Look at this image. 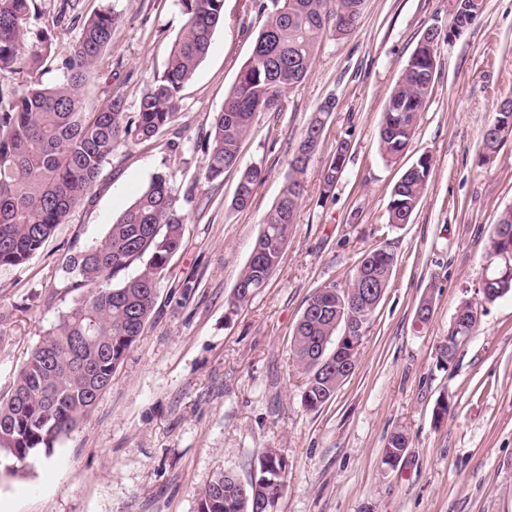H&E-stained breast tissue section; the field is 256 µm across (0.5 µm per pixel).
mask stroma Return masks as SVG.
Returning <instances> with one entry per match:
<instances>
[{
  "label": "stroma",
  "instance_id": "35a3bbf8",
  "mask_svg": "<svg viewBox=\"0 0 512 512\" xmlns=\"http://www.w3.org/2000/svg\"><path fill=\"white\" fill-rule=\"evenodd\" d=\"M449 0H364L355 30L328 35L303 81L257 115L238 164L214 181L202 166L209 133L265 21L260 0H224L208 54L183 87L173 127L118 141L82 204L42 249L0 267V397L30 352L82 298L67 259L102 240L154 176L173 184L182 246L157 285L153 315L78 427L30 469L0 473V512H197L224 470L248 479L259 455L288 463L276 512H512V296L481 309L456 359L439 347L460 303L481 286L484 245L512 206V141L482 161L495 105L512 97V0L449 39ZM118 22L84 89L93 109L120 90L127 117L164 71L185 18L179 0H35L25 27L51 35L39 74L0 78V94L56 83L84 22ZM438 27L432 93L407 153L379 152L385 101L423 33ZM328 100L318 152L280 262L244 305L231 300L261 225L288 177L307 126ZM349 151L332 188L336 145ZM433 160L410 223L388 222L394 185L420 155ZM260 173L245 209L242 170ZM390 249L392 279L361 339L354 372L316 411L301 403L304 376L290 338L309 296L345 287L362 256ZM433 299L428 323L418 303ZM448 413L436 418L440 404ZM410 444L393 465L388 436Z\"/></svg>",
  "mask_w": 512,
  "mask_h": 512
}]
</instances>
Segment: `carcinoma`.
<instances>
[{
	"instance_id": "cac0c4a2",
	"label": "carcinoma",
	"mask_w": 512,
	"mask_h": 512,
	"mask_svg": "<svg viewBox=\"0 0 512 512\" xmlns=\"http://www.w3.org/2000/svg\"><path fill=\"white\" fill-rule=\"evenodd\" d=\"M186 21L167 67L139 101L134 119H126L123 94L114 91L97 110H86L83 88L112 40L117 16L99 13L84 22L62 79L35 83L0 105V267L31 259L70 211L79 205L122 137L147 141L173 122L180 92L207 55L224 0H180ZM363 0H269L265 25L251 56L224 100L210 132L204 176L215 180L237 164L240 144L257 114L270 110L278 92L299 84L327 36L328 22L347 14L357 24ZM33 0H0V74L28 65L39 71L50 55V37L30 42L25 28ZM434 51L410 57L389 92L379 132L383 159L403 156L413 139L420 112L433 87ZM322 109L308 125L289 162L279 200L264 219L251 258L239 278L233 305L249 301L279 264L302 194L301 177L321 142ZM512 140V98L502 100L483 135V158ZM432 160L420 155L402 173L392 191L388 223L411 222L425 197ZM258 171L242 172L235 206L245 208ZM183 241L178 199L163 174L110 225L100 242L69 257L67 268L87 295L44 336L17 374L11 393L0 398V470L27 469L42 453L73 431L111 385L127 351L143 335L155 306L157 285ZM484 259L491 262L479 301H464L456 313L467 318L450 330L440 358H456L453 337L471 334L478 304L512 295V208L503 210L488 238ZM138 272L114 285L112 280L135 262ZM394 254L368 251L351 282L317 289L306 301L292 332V362L305 375L301 401L316 410L331 400L355 369L359 345L341 341L346 325L369 320L389 288ZM409 445L403 431L392 432L384 461L392 464ZM287 462L276 450L261 453L246 482L217 472L200 494L198 512H274L285 486Z\"/></svg>"
}]
</instances>
